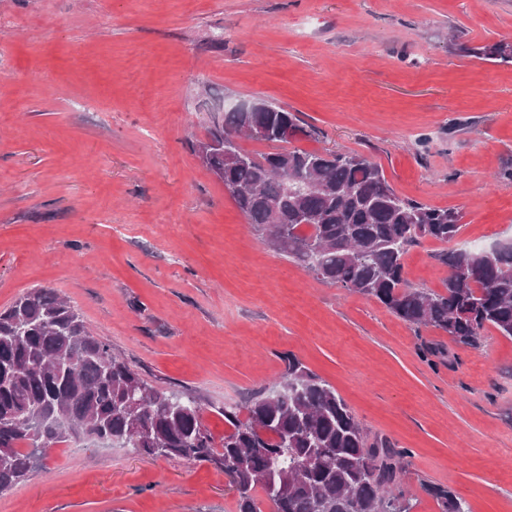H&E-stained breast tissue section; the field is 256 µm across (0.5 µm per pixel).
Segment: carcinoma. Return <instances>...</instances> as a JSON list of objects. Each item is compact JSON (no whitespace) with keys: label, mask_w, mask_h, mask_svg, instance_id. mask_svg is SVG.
<instances>
[{"label":"carcinoma","mask_w":512,"mask_h":512,"mask_svg":"<svg viewBox=\"0 0 512 512\" xmlns=\"http://www.w3.org/2000/svg\"><path fill=\"white\" fill-rule=\"evenodd\" d=\"M464 52L512 66V42ZM288 125L312 132L263 99L253 112H216L207 137L217 144L205 167L230 190L246 222L323 283L375 299L416 328L476 348L485 330L512 339V243L485 256L439 255L450 267L444 291L415 288L406 276L411 246L450 243L461 211L402 197L370 158L347 150H307L263 134ZM274 146L254 154L231 133ZM148 382L110 345L92 336L80 312L50 288H35L0 310V494L25 482L59 444L116 443L138 454L207 461L238 493L237 512H410L397 488L401 455L368 443L356 417L327 381L288 355L278 390L221 410L228 431L215 439L201 404ZM431 493L439 512H470L445 487Z\"/></svg>","instance_id":"cac0c4a2"}]
</instances>
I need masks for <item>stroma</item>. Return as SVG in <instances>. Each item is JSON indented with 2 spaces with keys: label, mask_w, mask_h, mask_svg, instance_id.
Segmentation results:
<instances>
[{
  "label": "stroma",
  "mask_w": 512,
  "mask_h": 512,
  "mask_svg": "<svg viewBox=\"0 0 512 512\" xmlns=\"http://www.w3.org/2000/svg\"><path fill=\"white\" fill-rule=\"evenodd\" d=\"M512 0H0V309L51 288L148 380L219 410L297 357L369 441L403 454L411 512L432 486L512 512V340L479 348L321 283L247 224L195 157L209 113L262 98L303 149L378 163L401 196L458 208L452 245L405 257L442 291L446 248L512 240ZM208 463L58 445L0 512H237ZM464 52L496 60L498 64L512 66V42L499 40L480 47L464 48Z\"/></svg>",
  "instance_id": "35a3bbf8"
}]
</instances>
